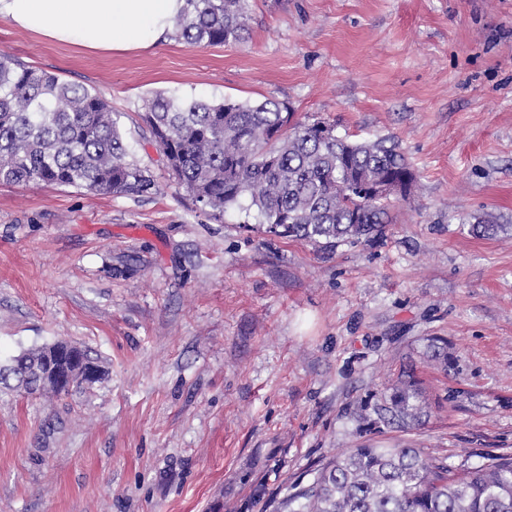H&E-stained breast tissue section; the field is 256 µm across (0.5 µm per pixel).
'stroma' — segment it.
Returning a JSON list of instances; mask_svg holds the SVG:
<instances>
[{"label": "stroma", "instance_id": "obj_1", "mask_svg": "<svg viewBox=\"0 0 512 512\" xmlns=\"http://www.w3.org/2000/svg\"><path fill=\"white\" fill-rule=\"evenodd\" d=\"M1 53L104 98L158 191L0 183V360L64 341L104 371L0 392V512H272L406 363L426 414L395 441L512 455V0H252L242 42L120 56L0 21ZM157 92L395 139L417 182L370 245L244 229L170 177L140 119Z\"/></svg>", "mask_w": 512, "mask_h": 512}]
</instances>
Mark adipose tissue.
I'll list each match as a JSON object with an SVG mask.
<instances>
[{
	"instance_id": "1",
	"label": "adipose tissue",
	"mask_w": 512,
	"mask_h": 512,
	"mask_svg": "<svg viewBox=\"0 0 512 512\" xmlns=\"http://www.w3.org/2000/svg\"><path fill=\"white\" fill-rule=\"evenodd\" d=\"M186 0H0V21L90 54L122 55L166 41Z\"/></svg>"
}]
</instances>
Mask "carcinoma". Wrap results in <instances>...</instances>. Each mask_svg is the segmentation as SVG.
I'll use <instances>...</instances> for the list:
<instances>
[{"instance_id":"carcinoma-1","label":"carcinoma","mask_w":512,"mask_h":512,"mask_svg":"<svg viewBox=\"0 0 512 512\" xmlns=\"http://www.w3.org/2000/svg\"><path fill=\"white\" fill-rule=\"evenodd\" d=\"M250 0H186L173 20L189 46L237 42L248 30ZM142 120L172 177L214 216L245 213L244 227L322 248L374 243L392 223L388 198L367 188L416 175L391 139L352 141L321 119H298L276 98L220 102L158 94ZM0 182L151 194L155 182L133 160L110 105L85 86L0 54ZM49 346L0 364V386L62 394L39 384ZM427 360L448 368V340L428 339ZM422 382L397 379L357 405L358 434L417 425ZM273 512H512V457L453 468L402 444L361 443L319 461Z\"/></svg>"}]
</instances>
